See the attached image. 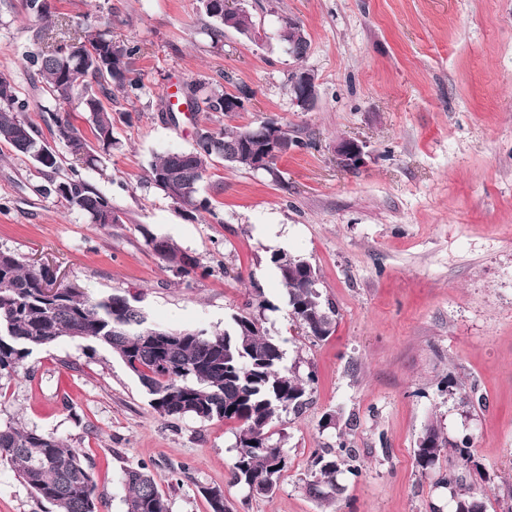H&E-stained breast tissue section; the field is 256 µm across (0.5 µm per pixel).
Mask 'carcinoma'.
Masks as SVG:
<instances>
[{
	"instance_id": "carcinoma-1",
	"label": "carcinoma",
	"mask_w": 512,
	"mask_h": 512,
	"mask_svg": "<svg viewBox=\"0 0 512 512\" xmlns=\"http://www.w3.org/2000/svg\"><path fill=\"white\" fill-rule=\"evenodd\" d=\"M26 7L39 21L51 17L47 0H27ZM254 26L252 15L242 11L232 16L230 25L221 20L209 27L208 33L218 41L226 27L246 35ZM302 34L288 29V19L282 20L279 39L297 60L309 47ZM137 53L138 47L116 43L96 23L88 22L75 34L31 55L52 100L76 101L91 114L95 148L69 117L53 116L56 139L75 160L91 168L98 167L115 144L110 106L114 92L137 98L143 89L141 76L131 67ZM182 94L191 103L204 104L209 112H222L228 92L217 91L205 79H195L184 85ZM24 108L14 84L0 76V141L15 154L34 161L38 173L48 179L44 194L65 201L92 224L119 223L120 217L106 197L73 176L55 177L60 169L58 155L20 116ZM244 131L243 127H197L191 149L168 152L151 164L150 183L157 187L170 180L181 189L171 197L175 204L190 212L209 210L210 202L200 198V191L214 160L229 167L254 168L256 150L264 145L263 132H256V140L248 145ZM146 244L184 276L198 268L196 258L169 238L149 235ZM271 261L286 289L291 315L306 335L319 340L330 336L335 311L320 300L313 264L284 252L274 254ZM45 279L43 269L0 250V378L15 374L33 349L62 339L104 346L139 379L150 405L161 416L238 424L232 484L259 494L273 490L288 468V456L273 441L271 424L283 411L303 409L312 377L303 379L284 366L280 345L262 332L257 316L236 315L222 331L173 329L152 323L136 305L135 296L108 293L96 297L81 289L61 288L49 298L42 290ZM471 444L467 436L457 442L448 439L434 424L427 425L418 439L415 459L421 474L439 471L438 484L448 489L451 502L475 501L464 484L465 472L480 473ZM445 456L448 468L443 470L441 458ZM351 458L353 449L344 442L315 451L312 480L306 483L309 496L321 502L335 501L344 491L338 476L346 472L358 475L349 468ZM0 462L8 464L37 499L49 503L55 512H101L102 496L91 466L51 433L11 425L0 428ZM123 483L126 512H169L168 499L147 467L125 469ZM201 493L210 512H230L223 489L206 487Z\"/></svg>"
}]
</instances>
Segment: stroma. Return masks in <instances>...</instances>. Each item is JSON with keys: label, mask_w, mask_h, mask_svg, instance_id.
<instances>
[{"label": "stroma", "mask_w": 512, "mask_h": 512, "mask_svg": "<svg viewBox=\"0 0 512 512\" xmlns=\"http://www.w3.org/2000/svg\"><path fill=\"white\" fill-rule=\"evenodd\" d=\"M70 30L87 16L113 41L138 45L132 66L144 89L116 97L118 141L83 181L109 199L117 224L89 223L42 193L46 178L0 143V250L44 265L92 294L130 292L164 327L227 328L249 304L296 375H314L301 412L271 430L288 452L273 493L229 483L238 426L170 420L149 405L137 377L109 349L61 340L34 349L0 379V426L54 434L89 457L103 512H125L123 470L154 473L170 512H209L202 488H223L231 512H447L448 491L421 474L414 449L431 423L472 439L480 465L474 496L486 512L512 482V0H240L256 23L249 37L207 34L201 0H49ZM295 18L304 59L278 32ZM26 0H0V74L16 86L25 119L69 174L53 114L90 134L88 115L56 103L27 57L41 48ZM314 74L318 100L302 110L292 71ZM205 79L251 98L242 112L206 113L167 89ZM274 119L304 141L277 175L214 163L193 215L150 185L157 157L191 148L197 126H254ZM367 146L363 167L336 162V144ZM172 239L199 267L186 277L162 262L146 236ZM283 251L317 269L336 314L317 340L293 320L271 262ZM336 424H325L328 414ZM347 439L358 475H342L335 503L311 498L314 449ZM0 512H53L9 466H0Z\"/></svg>", "instance_id": "35a3bbf8"}]
</instances>
